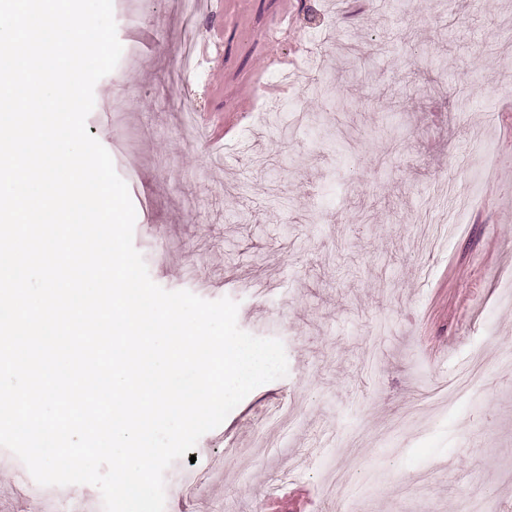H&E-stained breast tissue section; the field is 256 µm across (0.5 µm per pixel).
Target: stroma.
I'll return each mask as SVG.
<instances>
[{
  "mask_svg": "<svg viewBox=\"0 0 512 512\" xmlns=\"http://www.w3.org/2000/svg\"><path fill=\"white\" fill-rule=\"evenodd\" d=\"M112 4L123 51L86 125L133 244L288 360L168 467L165 512H267L272 487L287 512H512V0ZM340 44L369 71L340 82L343 114L319 94ZM188 109L222 135L187 133ZM428 217L452 232L430 242ZM474 358L482 383L455 393ZM0 461V512H44Z\"/></svg>",
  "mask_w": 512,
  "mask_h": 512,
  "instance_id": "35a3bbf8",
  "label": "stroma"
}]
</instances>
